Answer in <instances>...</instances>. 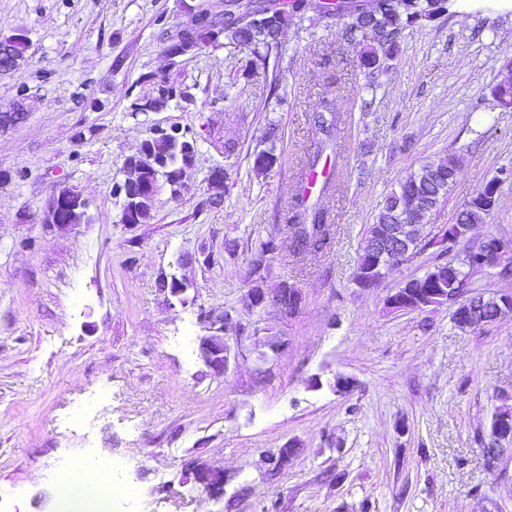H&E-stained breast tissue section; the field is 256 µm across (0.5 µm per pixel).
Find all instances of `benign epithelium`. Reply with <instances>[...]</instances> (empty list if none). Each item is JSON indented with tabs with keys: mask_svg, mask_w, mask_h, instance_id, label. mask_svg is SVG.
Wrapping results in <instances>:
<instances>
[{
	"mask_svg": "<svg viewBox=\"0 0 512 512\" xmlns=\"http://www.w3.org/2000/svg\"><path fill=\"white\" fill-rule=\"evenodd\" d=\"M85 206L82 198L70 194L59 193L49 208L51 220L59 224L64 212ZM472 225H448V237L463 244V252L451 259L450 267L468 274L487 273L502 265L507 251L505 242L496 236L475 238L471 235ZM421 238L418 225L415 224L413 213H401L399 223L379 226L378 231L370 236V251L374 255V264L359 276L355 285L369 290L378 287L385 277L388 268L394 264L411 260L419 251ZM302 296L298 289L290 288L280 293L272 302L286 316L293 315L301 305ZM388 301L392 307L402 304H413L422 308L448 305L452 309V319L456 326L471 330L494 322L505 313H512V292H505L486 297L480 293L468 296L455 291L441 296L436 292L417 293L414 298L408 292L398 289L390 295ZM200 358L211 369L222 372L227 365V347L224 346L222 335L204 336L199 339ZM486 458L495 466L507 457L512 456V417L496 413L493 415L489 441L484 448ZM195 478L210 493H219L224 487V470L221 468H203L195 472Z\"/></svg>",
	"mask_w": 512,
	"mask_h": 512,
	"instance_id": "1",
	"label": "benign epithelium"
}]
</instances>
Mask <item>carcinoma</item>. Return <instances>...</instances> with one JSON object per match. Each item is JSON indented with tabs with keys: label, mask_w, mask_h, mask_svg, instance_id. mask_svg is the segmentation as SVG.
I'll return each mask as SVG.
<instances>
[{
	"label": "carcinoma",
	"mask_w": 512,
	"mask_h": 512,
	"mask_svg": "<svg viewBox=\"0 0 512 512\" xmlns=\"http://www.w3.org/2000/svg\"><path fill=\"white\" fill-rule=\"evenodd\" d=\"M377 6L370 14L337 13L336 2L328 7L330 13L325 18H334L344 26L346 40L358 48L359 67L375 70L391 58L397 51L401 35L406 27L439 19L445 15L460 13L459 0H376ZM195 24L185 33L181 43L169 54L171 65L193 47L204 44L219 45L227 39L248 50L250 58L245 71L253 72L267 66L271 55L280 51L279 35L288 25L293 14L312 11L311 0H283L281 8L262 17H254L252 2H247L240 12L237 23L224 24L213 19L208 11L199 5H186ZM143 81L152 86L151 109L162 110L171 103L192 101L183 85L168 76L147 74ZM195 158V149H182L164 135H150L144 141L140 152L126 159L122 179L118 182L123 188L122 212L135 224H145L151 219L154 206V177L156 170L163 166L173 183L181 179L183 171L190 167ZM279 157L271 149L258 150L253 155V169L264 171L274 166ZM445 172L457 176L460 171L458 157L438 164L426 163L418 169L408 172L400 181L397 190L388 194L379 205L374 223L367 230L371 235L378 224H396L400 213L423 200L427 213H432L448 198L452 183L429 182L431 171ZM499 184V178L493 177L485 182L480 190L465 204L459 212L458 221L463 224H480L491 214L494 204L493 195ZM288 223L310 224L312 231L302 240V247L321 249L330 239L329 216L327 212L314 209L308 213L302 209V200L295 199L288 208ZM279 252V244L273 238L262 241L250 262V273L262 276L271 261ZM456 273L446 263H438L422 277L409 280L406 287L416 292L421 288H436L446 292L450 288L466 287L467 281L456 285L453 279Z\"/></svg>",
	"instance_id": "cac0c4a2"
}]
</instances>
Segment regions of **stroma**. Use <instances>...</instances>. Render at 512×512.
Listing matches in <instances>:
<instances>
[{"instance_id": "35a3bbf8", "label": "stroma", "mask_w": 512, "mask_h": 512, "mask_svg": "<svg viewBox=\"0 0 512 512\" xmlns=\"http://www.w3.org/2000/svg\"><path fill=\"white\" fill-rule=\"evenodd\" d=\"M189 20L182 0H0V40L25 31V62L0 73V499L8 512H59L54 487L72 458L117 459L113 483L136 495L112 512H512V460L489 470L481 450L493 415L512 409V314L462 330L448 306L391 309L388 296L437 264L435 249L392 266L383 284L353 278L384 197L412 169L456 155L460 173L423 236L512 164V112L494 88L512 81V13L472 12L407 28L375 73L359 68L335 20L293 17L278 66L243 74L247 53L203 45L169 68L156 24ZM170 74L191 104L133 112L142 78ZM338 117L325 138L322 100ZM101 108H94V101ZM203 135L183 188L160 184L152 218L120 221L113 187L155 126ZM275 128L279 160L252 155ZM237 153L224 154L226 140ZM331 166L308 205L330 216L328 247L296 249L286 211L309 158ZM227 178L210 186L214 167ZM89 223L60 227L48 206L63 188ZM474 237L512 247V179ZM280 250L249 276L260 242ZM188 283L170 294L171 278ZM298 312L252 306L281 281ZM231 315L224 372L198 357L201 311ZM284 346L259 360L263 330ZM99 387L112 400L84 428L58 423ZM294 444L287 467L278 448ZM224 470L221 493L191 478Z\"/></svg>"}]
</instances>
